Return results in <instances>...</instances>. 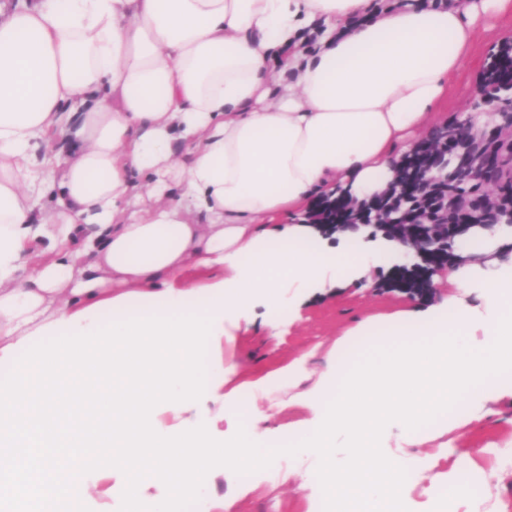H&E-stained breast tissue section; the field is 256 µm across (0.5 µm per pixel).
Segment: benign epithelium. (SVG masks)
Instances as JSON below:
<instances>
[{
	"mask_svg": "<svg viewBox=\"0 0 512 512\" xmlns=\"http://www.w3.org/2000/svg\"><path fill=\"white\" fill-rule=\"evenodd\" d=\"M479 103L494 107L501 124L476 129L464 122L434 130L422 144L421 151L433 164L397 166L394 184L400 188L405 205L395 208L381 192L365 202L364 209L343 224L318 226L325 235L364 229L367 237H379L404 244L416 258L411 264L397 265L392 271L393 287L412 298L425 299L434 289V273L454 267L461 261L455 253L458 242L472 231L492 229L500 223L512 227V210L501 214L495 204L512 202V183L501 177L504 157L498 150L501 130L512 125V76L496 85V95L480 97ZM497 185V195H478L474 201L451 208L436 218L415 208V200L439 187L448 193L460 186L480 188Z\"/></svg>",
	"mask_w": 512,
	"mask_h": 512,
	"instance_id": "benign-epithelium-1",
	"label": "benign epithelium"
}]
</instances>
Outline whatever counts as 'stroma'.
<instances>
[{
    "label": "stroma",
    "instance_id": "35a3bbf8",
    "mask_svg": "<svg viewBox=\"0 0 512 512\" xmlns=\"http://www.w3.org/2000/svg\"><path fill=\"white\" fill-rule=\"evenodd\" d=\"M512 41V14L481 19L473 44L459 71L448 82V94L438 105L442 123L448 124L466 112L485 115L486 125H494L493 108L478 107L479 81L493 52L502 41ZM389 269L375 270L370 281H357L344 288L318 291L299 307L284 312L277 325H270L263 307H256L250 322L234 319L224 322V361L234 365L235 383L253 382L286 364L291 358L310 353L309 379H316L331 365L328 352L333 344L365 318H372L373 336H384L389 318L401 311L435 313L453 294L451 284L436 289L431 298L418 300L381 288ZM294 388L278 384L260 393L253 408L237 417L236 426L263 429L265 447L281 453L278 472L254 475L225 472L209 486L205 500H223V512H322L323 504L310 480L312 463L287 458L290 443L286 425L298 418L297 409L288 405ZM492 412L470 426L452 431L455 448L469 455L483 474L477 479L475 495L458 500L440 493L430 480L413 478L409 489L412 512H512V459L503 458L501 449H512V399L493 403Z\"/></svg>",
    "mask_w": 512,
    "mask_h": 512
}]
</instances>
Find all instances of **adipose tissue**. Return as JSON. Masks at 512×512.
Returning a JSON list of instances; mask_svg holds the SVG:
<instances>
[{"instance_id": "ef3b65f1", "label": "adipose tissue", "mask_w": 512, "mask_h": 512, "mask_svg": "<svg viewBox=\"0 0 512 512\" xmlns=\"http://www.w3.org/2000/svg\"><path fill=\"white\" fill-rule=\"evenodd\" d=\"M512 0H28L0 14V503L11 512H168L227 471L275 470L233 367L196 340L291 291L343 288L402 245L288 224L319 197L363 200L427 129L476 21ZM291 76L268 86L271 64ZM61 170L35 214L25 185ZM177 201H170L171 192ZM447 314L337 341L291 398V451L334 512H411L397 435L512 398V261L456 267ZM477 294L480 309L461 303ZM482 329L486 339L469 338Z\"/></svg>"}]
</instances>
